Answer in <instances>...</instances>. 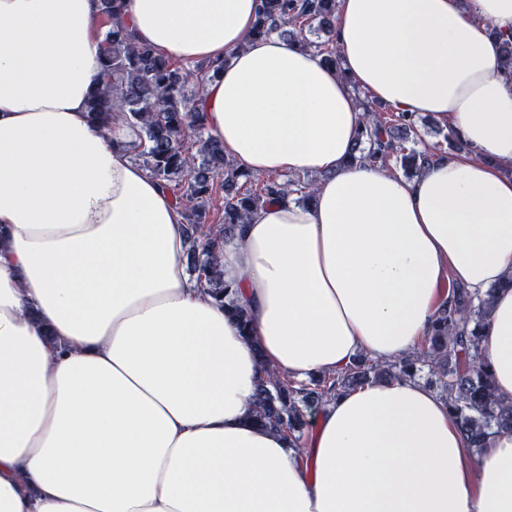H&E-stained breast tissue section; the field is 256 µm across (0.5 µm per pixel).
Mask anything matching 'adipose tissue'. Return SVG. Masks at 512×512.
<instances>
[{"mask_svg":"<svg viewBox=\"0 0 512 512\" xmlns=\"http://www.w3.org/2000/svg\"><path fill=\"white\" fill-rule=\"evenodd\" d=\"M261 0H126L135 39L225 60L209 135L257 176L317 172L218 252L243 332L186 272L171 195L94 128L100 0H0V512H512V428L475 454L417 380L309 419L304 454L250 418L297 382L417 349L455 280L489 296L484 363L512 402V0H338L340 68L252 34ZM466 144L408 180L349 162L354 94Z\"/></svg>","mask_w":512,"mask_h":512,"instance_id":"obj_1","label":"adipose tissue"}]
</instances>
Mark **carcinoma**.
<instances>
[{"mask_svg": "<svg viewBox=\"0 0 512 512\" xmlns=\"http://www.w3.org/2000/svg\"><path fill=\"white\" fill-rule=\"evenodd\" d=\"M102 3L109 23L101 61L104 82L87 102L88 117L102 130L112 129L118 120L133 130L132 139L116 140L113 145L171 194L185 224L186 261L196 285L248 333L250 316L224 283L217 249L250 214L284 195L295 194L301 202L310 200L315 182L254 177L224 154L223 142L208 134L199 100L210 73L224 68L229 58L219 64L177 65L153 47L135 41L125 23L124 0ZM336 5L337 0H261L253 35L267 37L277 32L296 38L302 48L338 68L340 58L329 39L336 23ZM313 25L328 36L326 42L307 39L305 28ZM499 38L501 67L512 76V34ZM190 83L194 90L188 93ZM360 105L367 119L352 159L386 166L396 156L408 177L419 175L430 151L406 147L418 136L417 118L404 112L389 118L368 100ZM219 189L224 191V214L212 229L206 226L207 208ZM487 308L488 299L457 283L449 290L448 304L438 310L426 345L396 362L360 358L342 372L300 384L268 369L257 385L251 419L263 427L288 431L298 446L309 426L307 417L328 399L373 380L413 379L426 366L428 384L461 420L472 447L479 452L493 429L512 427V403L499 397L491 375L481 368L479 330Z\"/></svg>", "mask_w": 512, "mask_h": 512, "instance_id": "1", "label": "carcinoma"}]
</instances>
